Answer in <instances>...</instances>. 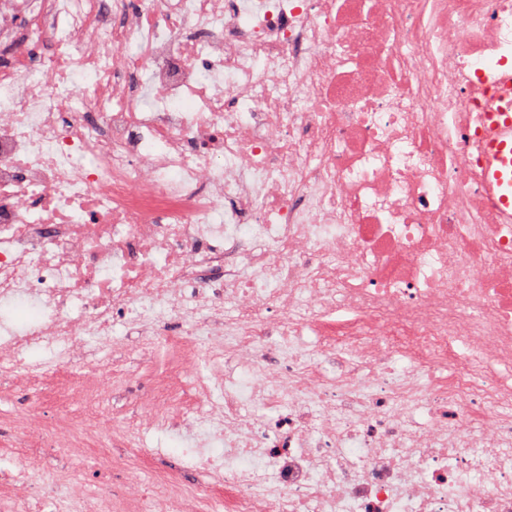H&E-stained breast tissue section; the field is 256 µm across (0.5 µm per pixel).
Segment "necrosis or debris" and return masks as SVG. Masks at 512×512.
<instances>
[{
	"mask_svg": "<svg viewBox=\"0 0 512 512\" xmlns=\"http://www.w3.org/2000/svg\"><path fill=\"white\" fill-rule=\"evenodd\" d=\"M0 57V397L65 412L0 512H512V0H0ZM492 75L488 86L491 105L478 112L483 146L486 190L495 198L503 217L512 221V64L486 66Z\"/></svg>",
	"mask_w": 512,
	"mask_h": 512,
	"instance_id": "4bbe7bcc",
	"label": "necrosis or debris"
}]
</instances>
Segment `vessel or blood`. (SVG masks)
Segmentation results:
<instances>
[{
	"label": "vessel or blood",
	"mask_w": 512,
	"mask_h": 512,
	"mask_svg": "<svg viewBox=\"0 0 512 512\" xmlns=\"http://www.w3.org/2000/svg\"><path fill=\"white\" fill-rule=\"evenodd\" d=\"M490 106L477 115L483 146L486 190L506 220L512 221V64L487 65Z\"/></svg>",
	"instance_id": "obj_1"
}]
</instances>
